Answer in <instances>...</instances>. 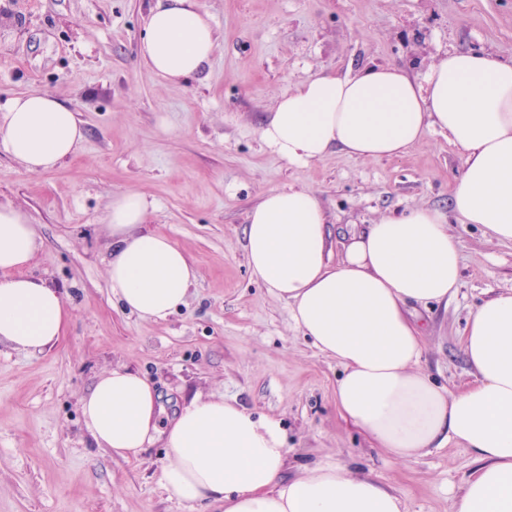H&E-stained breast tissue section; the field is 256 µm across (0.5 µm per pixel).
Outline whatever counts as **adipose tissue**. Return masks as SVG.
Segmentation results:
<instances>
[{
  "label": "adipose tissue",
  "mask_w": 512,
  "mask_h": 512,
  "mask_svg": "<svg viewBox=\"0 0 512 512\" xmlns=\"http://www.w3.org/2000/svg\"><path fill=\"white\" fill-rule=\"evenodd\" d=\"M219 39L198 0H155L139 57L157 76L185 80L206 68ZM436 131L461 160L449 209L383 215L338 247L312 191L273 189L247 211V265L287 301L294 327L341 366L335 401L346 421L403 464L444 441L461 442L478 467L460 485L452 512H512V289L467 317L462 352L472 382L454 392L420 371L425 345L411 310L447 301L460 285L449 216L512 242V59L454 50L420 82L392 64L323 72L279 93L258 135L289 165L305 167L332 152L401 157ZM84 135L75 113L48 91L18 94L0 109V144L28 172L57 167ZM153 208L141 193L113 196L107 274L125 309L159 322L187 305L198 275L169 237L146 229ZM41 247L25 211L0 205V342L32 354L54 347L72 317L66 294L28 272ZM80 407L95 444L116 456L138 457L162 440L163 486L191 505L405 512L395 491L344 464L290 472L281 420L220 394L196 397L163 429L154 386L119 366L95 379Z\"/></svg>",
  "instance_id": "1"
}]
</instances>
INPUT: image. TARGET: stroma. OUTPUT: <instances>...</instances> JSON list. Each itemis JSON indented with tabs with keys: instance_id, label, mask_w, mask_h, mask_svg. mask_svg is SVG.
<instances>
[{
	"instance_id": "35a3bbf8",
	"label": "stroma",
	"mask_w": 512,
	"mask_h": 512,
	"mask_svg": "<svg viewBox=\"0 0 512 512\" xmlns=\"http://www.w3.org/2000/svg\"><path fill=\"white\" fill-rule=\"evenodd\" d=\"M220 33L203 73L169 83L138 61L151 0H0V106L39 88L85 131L73 157L29 173L0 147V204L21 207L43 247L32 267L65 292L73 319L51 350L0 343V512H192L164 490L162 444L127 461L96 447L79 400L112 367L153 383L168 413L218 393L278 416L291 469L339 462L371 474L406 512H452L475 468L455 441L402 465L378 453L336 410L341 369L293 326L286 301L249 272L250 205L271 189L311 190L337 237L382 215L448 207L460 161L434 134L399 158L330 153L288 165L260 142L261 117L289 85L321 72L395 63L422 79L448 51L512 57V0H199ZM154 200L149 229L193 260L198 282L163 322L124 312L106 276L113 195ZM462 281L429 323L421 366L437 384L468 381L460 351L469 312L512 289V244L451 220Z\"/></svg>"
}]
</instances>
